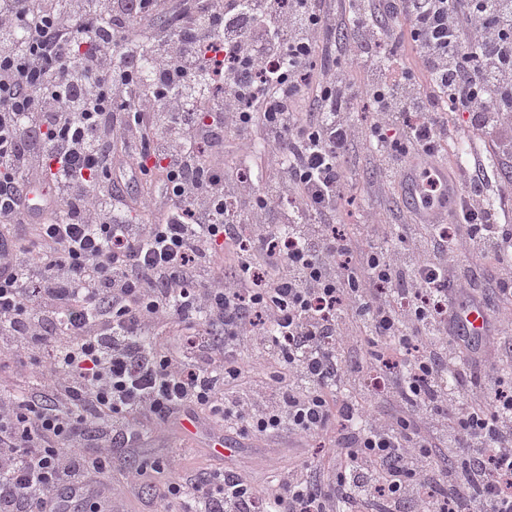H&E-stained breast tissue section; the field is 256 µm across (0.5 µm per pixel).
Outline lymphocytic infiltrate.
<instances>
[{
	"instance_id": "1",
	"label": "lymphocytic infiltrate",
	"mask_w": 512,
	"mask_h": 512,
	"mask_svg": "<svg viewBox=\"0 0 512 512\" xmlns=\"http://www.w3.org/2000/svg\"><path fill=\"white\" fill-rule=\"evenodd\" d=\"M166 3L0 0V350L31 372L0 386V512L70 488L81 512H125L113 451L184 417L254 439L341 431L262 491L220 465L137 464L123 480L155 512H512V351L448 341L452 292L484 294L478 257L512 296V225L488 193L512 167V0H181L175 28L152 26ZM452 112L496 133L501 163L454 168L448 226L338 228L356 151L392 187L457 141ZM227 132L272 164L225 177ZM38 177L55 219L28 210ZM378 364L383 399L363 387Z\"/></svg>"
}]
</instances>
